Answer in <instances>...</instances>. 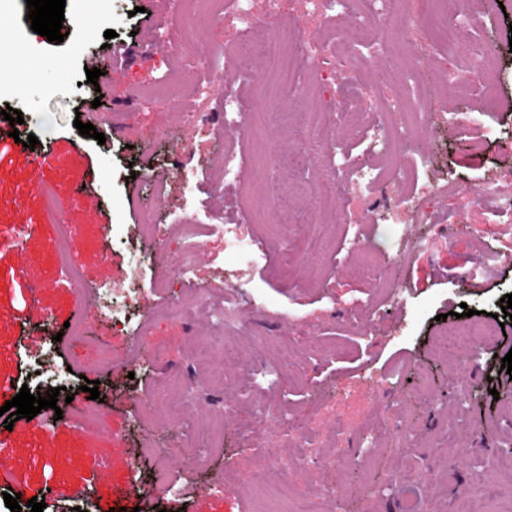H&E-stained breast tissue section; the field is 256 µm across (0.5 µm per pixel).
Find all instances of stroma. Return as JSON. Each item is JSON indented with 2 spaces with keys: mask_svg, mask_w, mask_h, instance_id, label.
<instances>
[{
  "mask_svg": "<svg viewBox=\"0 0 512 512\" xmlns=\"http://www.w3.org/2000/svg\"><path fill=\"white\" fill-rule=\"evenodd\" d=\"M253 0L268 30L311 39L340 38L356 22L347 7L315 12L310 0H279L276 9ZM185 0H66L63 42L33 32L23 0H0V111H21V135H35L50 166L35 177L12 137L0 159V377L14 388L43 393L66 388L77 408L33 427L0 421V493L43 500V512H263L253 472L271 460L293 464L287 499L274 512H393L403 488L427 487L420 512H512V461L488 469L477 493L452 503L448 490L471 481L472 463L512 445V391L501 359L512 351V320L503 334L470 351H437L439 315L468 307L500 314L512 293V265L498 267L479 286L463 273L474 257L512 239L499 212L512 198V0H468L462 13L471 42L503 56L492 82L474 81L461 93L453 77L473 58L466 47L436 40L419 28L397 55L371 58L351 80L333 70L320 84L297 76L275 85L262 50L242 58L250 34L233 14L223 23L209 9L191 11L194 48L219 50L217 83L237 91L246 112L287 113L286 122L259 133L221 123L190 126L189 104L217 114L220 93L197 94L199 75L183 64ZM114 38H105L106 30ZM111 61L97 84L86 60ZM415 82L432 109L478 116L462 134L432 122L413 138L370 142L331 117L324 137L302 126L303 112L325 111L349 92L365 121L384 119ZM26 95H16L13 84ZM101 106H94V99ZM93 124L105 143L80 135L74 120ZM349 157L331 171L330 148ZM235 153L236 177L224 176ZM193 156L186 180L171 165ZM387 155L393 207L372 215L367 178L376 156ZM434 165L418 167L419 159ZM433 177L417 195L413 181ZM52 186L67 224L77 229L80 285L62 280L55 259L57 230L47 224L37 180ZM290 190L291 208L270 206L268 192ZM94 203H75L74 186ZM153 210L156 228L142 222ZM205 224V245L192 264L179 249L184 221ZM240 226L254 260L238 272L224 248V230ZM370 255L356 252L359 243ZM371 258L394 293L381 295L356 273ZM48 281L53 317L21 308L17 285L23 265ZM191 273H183V266ZM204 295V306L181 316L173 298ZM228 304L232 315L216 310ZM138 307L142 321L111 333L113 317ZM81 317L83 343L64 336ZM226 335L225 350L201 354L202 341ZM97 382L88 399L84 380ZM162 391L184 404L171 422L148 401ZM223 412L208 437L197 418ZM304 421L309 434L286 441L283 424ZM490 428L491 448L462 441L466 428ZM73 452L72 462L46 463L42 449ZM309 468L296 467L305 454ZM110 474L109 497L97 479ZM396 483H389V476ZM82 485L80 495L68 485ZM335 487L332 499L320 487Z\"/></svg>",
  "mask_w": 512,
  "mask_h": 512,
  "instance_id": "stroma-1",
  "label": "stroma"
}]
</instances>
